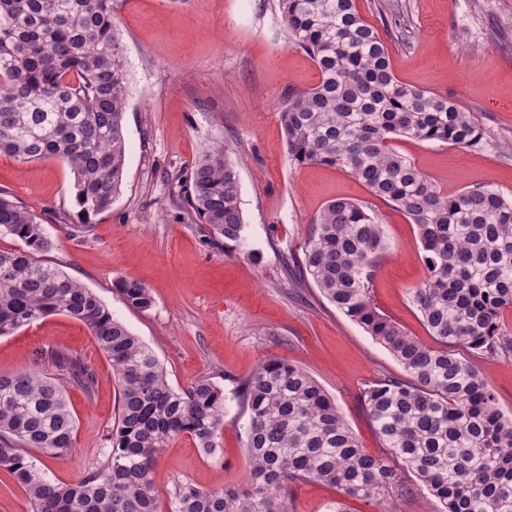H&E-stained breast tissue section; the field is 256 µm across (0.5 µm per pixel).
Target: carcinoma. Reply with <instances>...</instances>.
Instances as JSON below:
<instances>
[{
	"mask_svg": "<svg viewBox=\"0 0 512 512\" xmlns=\"http://www.w3.org/2000/svg\"><path fill=\"white\" fill-rule=\"evenodd\" d=\"M113 0H0V150L18 160L55 158L71 168L77 216L112 209L126 171L127 78ZM291 43L320 72L281 107L289 156L338 167L401 210L418 229L426 281L411 300L432 348L408 336L372 302L377 258L388 249L377 216L329 202L316 219L302 270L336 310L387 348L406 373L361 393L385 456L366 452L333 398L305 370L265 360L233 392L248 413L245 483L204 491L186 482L161 496L153 470L184 434L220 451L224 390L208 379L176 389L148 346L91 289L48 264L42 217L0 192V336L47 316L83 323L112 363L119 397L107 460L75 484L56 483L17 449L56 458L73 448L75 419L63 388L31 370L0 374V470L36 512H288L290 483L316 480L341 499L378 501L400 490L390 462L414 475L442 512H512V419L490 382L460 349L512 355V200L489 188L442 194L398 152V138L475 146L483 129L456 102L399 81L388 48L355 0H279ZM237 166L218 145L193 167L181 198L188 215L226 242L243 240ZM127 306L151 305L148 288L122 278ZM90 389L93 374L60 357Z\"/></svg>",
	"mask_w": 512,
	"mask_h": 512,
	"instance_id": "obj_1",
	"label": "carcinoma"
}]
</instances>
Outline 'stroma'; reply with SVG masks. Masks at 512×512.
Returning a JSON list of instances; mask_svg holds the SVG:
<instances>
[{
	"mask_svg": "<svg viewBox=\"0 0 512 512\" xmlns=\"http://www.w3.org/2000/svg\"><path fill=\"white\" fill-rule=\"evenodd\" d=\"M357 8L385 41L401 82L455 101L485 133L475 147L402 138L396 150L445 194L485 187L512 198V0H357ZM114 17L129 97L126 178L111 210L74 231L73 174L53 158L22 162L0 152V191L41 215L54 242L47 261L93 290L154 352L173 387L207 378L231 394L276 357L310 373L362 447L380 454L360 394L405 373L297 265L328 202L366 205L390 243L377 261L372 300L431 347L435 340L411 300L427 276L416 226L346 171L289 156L280 109L288 95L315 87L320 74L291 44L278 0H114ZM219 143L239 168L240 245L213 237L179 200L182 179ZM122 277L149 289V308L125 305L115 288ZM53 350L89 367L91 392L51 363ZM472 361L512 417V356ZM22 368L60 383L75 418L72 451L49 458L30 448L27 456L55 482L81 481L107 459L118 405L111 362L83 323L52 315L0 336V374ZM247 420L228 401L213 457L188 436L173 440L153 473L157 488L168 494L185 482L206 491L240 484L249 470ZM400 478L409 494L379 503L350 499L348 512H440L413 475ZM338 497L318 481L293 483L288 512H325Z\"/></svg>",
	"mask_w": 512,
	"mask_h": 512,
	"instance_id": "1",
	"label": "stroma"
}]
</instances>
